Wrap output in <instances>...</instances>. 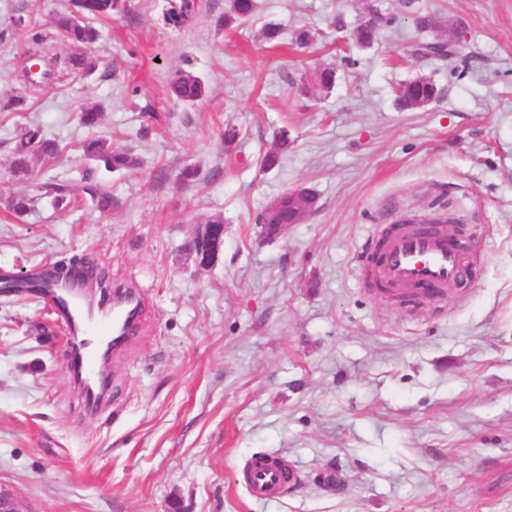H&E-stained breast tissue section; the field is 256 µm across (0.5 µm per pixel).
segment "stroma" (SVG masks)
I'll return each mask as SVG.
<instances>
[{"label":"stroma","instance_id":"35a3bbf8","mask_svg":"<svg viewBox=\"0 0 512 512\" xmlns=\"http://www.w3.org/2000/svg\"><path fill=\"white\" fill-rule=\"evenodd\" d=\"M68 5L0 0V98L26 100L0 112V283L87 263L146 305L109 369L113 406L93 412L56 308L0 291V487L25 512H512V0H257L254 21L223 28L227 0L177 28L165 0H132L99 21L92 75L32 88L30 31ZM369 18L376 36L358 44ZM436 39L451 60L414 55ZM181 71L205 80L199 103L172 99ZM420 77L437 99L402 107L399 87ZM92 103L94 129L79 120ZM23 124L60 149L25 177L10 168ZM283 129L288 148L264 168ZM95 135L137 166L87 162ZM58 180L73 209L46 193ZM302 187L315 211L262 236L261 210ZM13 194L31 198L25 215L6 209ZM433 213L485 254L470 287L414 313L366 293L356 260L374 225ZM217 215L224 247L202 269L187 246ZM269 452L296 480L257 502L238 472Z\"/></svg>","mask_w":512,"mask_h":512}]
</instances>
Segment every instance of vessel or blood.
<instances>
[{
  "label": "vessel or blood",
  "mask_w": 512,
  "mask_h": 512,
  "mask_svg": "<svg viewBox=\"0 0 512 512\" xmlns=\"http://www.w3.org/2000/svg\"><path fill=\"white\" fill-rule=\"evenodd\" d=\"M478 252L468 235L445 226L428 229L419 218L406 216L391 224L375 225L358 261V280L364 290L405 311L435 308L459 295L472 282ZM79 279L60 292V319L72 336H94L123 353L135 335L140 295L127 294L109 316H101L93 301L84 299ZM240 477L251 497L270 500L287 487L288 468L280 457L260 455L245 464Z\"/></svg>",
  "instance_id": "b4317fda"
}]
</instances>
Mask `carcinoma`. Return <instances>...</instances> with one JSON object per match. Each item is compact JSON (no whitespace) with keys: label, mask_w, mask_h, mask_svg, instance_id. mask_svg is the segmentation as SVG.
Returning <instances> with one entry per match:
<instances>
[{"label":"carcinoma","mask_w":512,"mask_h":512,"mask_svg":"<svg viewBox=\"0 0 512 512\" xmlns=\"http://www.w3.org/2000/svg\"><path fill=\"white\" fill-rule=\"evenodd\" d=\"M199 8L198 0H167L163 19L175 27L193 17ZM130 12V0H71L67 10L56 13L50 23L51 34L66 42L71 53L64 59L48 58L38 50L30 52L33 62L47 64L35 79L28 80L38 87L49 79L55 71H67L76 76L92 73L98 67L91 48L100 38V31L94 21ZM256 12L255 0H230L229 11L218 18L220 26L234 22L248 21ZM171 95L185 104H195L206 96V85L196 74L180 72L170 84ZM103 107L99 104L87 106L80 112V119L86 126L93 127L102 119ZM84 159L104 167L110 172L125 170L137 164L132 153L116 146L104 137H92L81 145ZM58 155L56 141L47 137L38 125H28L19 129L12 152L11 167L16 174H26L35 160H50ZM85 193L91 204L100 211H109L114 205L112 194L95 185L85 186Z\"/></svg>","instance_id":"carcinoma-1"}]
</instances>
